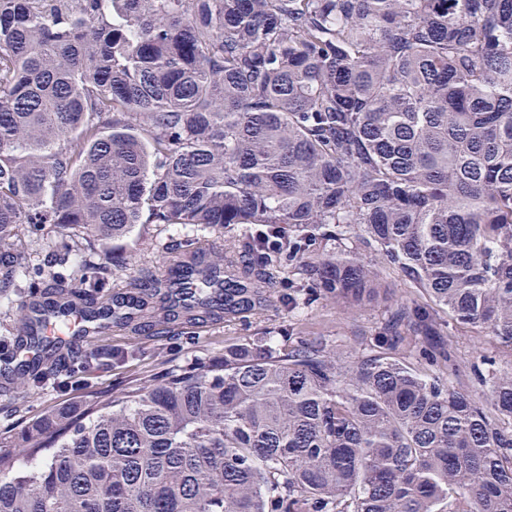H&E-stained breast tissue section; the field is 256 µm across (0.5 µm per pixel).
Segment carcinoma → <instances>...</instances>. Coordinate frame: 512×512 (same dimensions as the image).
<instances>
[{
  "instance_id": "carcinoma-1",
  "label": "carcinoma",
  "mask_w": 512,
  "mask_h": 512,
  "mask_svg": "<svg viewBox=\"0 0 512 512\" xmlns=\"http://www.w3.org/2000/svg\"><path fill=\"white\" fill-rule=\"evenodd\" d=\"M149 224L251 232L114 324L252 314L284 261L390 316L360 352L258 336L56 408L0 441V512H512V367L454 380L437 318L512 349V0H0V293L26 225L127 265ZM351 236L426 302L317 252ZM78 271L39 302L62 322L100 309ZM54 362L0 371L27 395Z\"/></svg>"
}]
</instances>
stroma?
Masks as SVG:
<instances>
[{"label": "stroma", "mask_w": 512, "mask_h": 512, "mask_svg": "<svg viewBox=\"0 0 512 512\" xmlns=\"http://www.w3.org/2000/svg\"><path fill=\"white\" fill-rule=\"evenodd\" d=\"M130 249L136 251L137 262L132 266L110 268L100 282L98 295L106 299L132 288H156L165 281L172 264L173 249L197 250L204 253L223 251L227 237L222 229L184 224H152L138 230ZM58 240L40 232L30 235L24 259V270L15 288L0 297V355L7 352L16 333L22 307L31 301L32 289H44L50 284L43 269L56 266L65 276L75 273L76 265L102 266L104 253L96 248L83 251L78 262L55 263ZM384 317L380 308L347 312L325 297L306 289L301 276L280 278L270 292L269 302L261 313L231 320H215L194 328L193 332L155 330L133 333L112 327L94 334L76 345V352H108L109 366L95 368L85 374L86 385H62L49 380L33 394L23 397L11 386L0 381V435L18 433L25 422L43 416L68 398H76L85 389L111 392L119 381L151 375L168 368L191 362L205 361L221 354L225 346L253 336H277L288 333L293 339L323 337L343 352L361 350L375 336ZM452 351L460 377H467L481 354L494 356L498 367L512 365V351L504 348L492 336L474 330L454 327L450 330Z\"/></svg>", "instance_id": "1"}]
</instances>
